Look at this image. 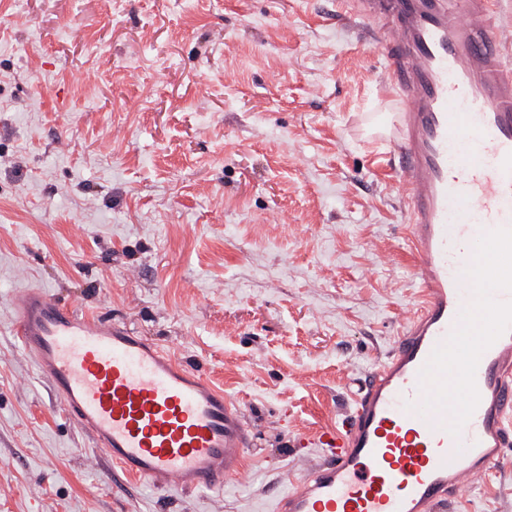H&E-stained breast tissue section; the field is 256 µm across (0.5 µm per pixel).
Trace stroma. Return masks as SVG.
I'll return each mask as SVG.
<instances>
[{"label": "stroma", "mask_w": 512, "mask_h": 512, "mask_svg": "<svg viewBox=\"0 0 512 512\" xmlns=\"http://www.w3.org/2000/svg\"><path fill=\"white\" fill-rule=\"evenodd\" d=\"M342 0H0V512H270L418 281L386 59ZM38 286L221 383L207 492L114 482L12 332ZM447 512H512V468Z\"/></svg>", "instance_id": "obj_1"}]
</instances>
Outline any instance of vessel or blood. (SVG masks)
<instances>
[{
    "label": "vessel or blood",
    "instance_id": "b4317fda",
    "mask_svg": "<svg viewBox=\"0 0 512 512\" xmlns=\"http://www.w3.org/2000/svg\"><path fill=\"white\" fill-rule=\"evenodd\" d=\"M384 52L417 302L362 380L323 459L272 512H446L512 446V17L505 0H355ZM14 333L115 473L220 488L253 445L201 370L46 289L13 298Z\"/></svg>",
    "mask_w": 512,
    "mask_h": 512
}]
</instances>
